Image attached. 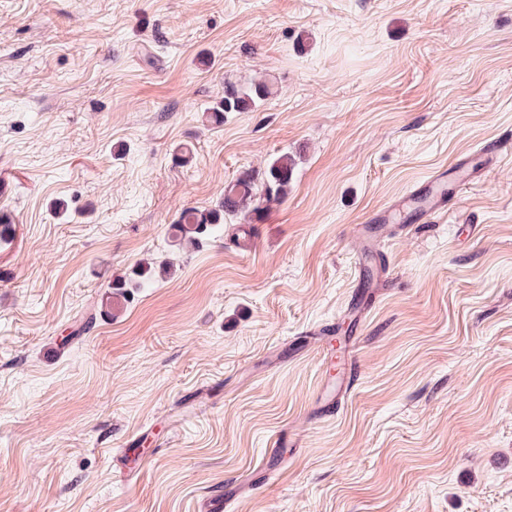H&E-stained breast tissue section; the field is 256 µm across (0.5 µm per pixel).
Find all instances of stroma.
<instances>
[{
    "instance_id": "35a3bbf8",
    "label": "stroma",
    "mask_w": 512,
    "mask_h": 512,
    "mask_svg": "<svg viewBox=\"0 0 512 512\" xmlns=\"http://www.w3.org/2000/svg\"><path fill=\"white\" fill-rule=\"evenodd\" d=\"M255 81L270 96L209 120ZM491 141L512 145V0H0V512H206L279 435L287 470L232 512H512V154ZM283 153L251 248L236 218L173 246L182 209ZM452 162L474 187L362 267L365 216ZM150 259L173 274L101 315Z\"/></svg>"
}]
</instances>
